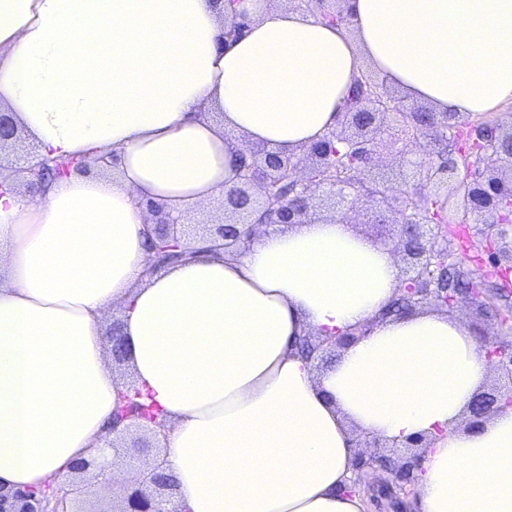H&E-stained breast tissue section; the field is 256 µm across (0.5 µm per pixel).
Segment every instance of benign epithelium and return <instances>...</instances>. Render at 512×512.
I'll list each match as a JSON object with an SVG mask.
<instances>
[{"instance_id": "7a95c632", "label": "benign epithelium", "mask_w": 512, "mask_h": 512, "mask_svg": "<svg viewBox=\"0 0 512 512\" xmlns=\"http://www.w3.org/2000/svg\"><path fill=\"white\" fill-rule=\"evenodd\" d=\"M296 8L303 11H318L325 19L345 21L344 15L325 9L327 0H294ZM377 96L362 97L343 113L346 120L328 131L322 140L298 155H280L262 147L241 151L248 155L249 166L237 169V181L224 193V220L212 225L210 234L225 241L224 247L239 245L256 235V231L267 232L290 224H304L315 209V193L322 192L327 200L339 209L337 217L350 223L348 213L354 211L364 200L376 204L380 222L392 219L396 226V248L403 250L410 265L398 288V299L405 300L402 311H412L430 304L445 311L458 302L460 294L448 293L441 287L440 274L449 266L459 263V252L453 239L448 236L447 216L438 210L421 211L414 199L424 198L433 202V197L423 195L427 188H435L434 197L441 189L451 187L456 211L462 213V223L482 224L491 229L486 234V243L494 255L492 266L501 270L512 269V220L506 218L505 207L512 201V152L503 149L504 143H512V132L487 139L473 134L468 118L448 113H428L426 126L410 123L411 110L397 104L384 90ZM432 132L431 154H436L442 145H456V158L451 163L436 164L432 160L415 163L418 183L413 192L396 193L384 183L366 181L361 173L372 164L376 155L377 136L384 133L390 143L416 144L424 130ZM18 135V128L8 112H0V146ZM340 144L345 149L343 158L352 168L349 178L338 180L327 173L336 167V154L331 148ZM107 161L104 156H82L72 159L68 167L58 176L87 173L91 168ZM46 158L31 154L23 165L17 167L16 175L22 177L28 188L44 187L43 175L47 169ZM509 173L505 180L498 173ZM287 174L297 195L298 203L275 199L276 187L282 174ZM146 207L155 218L152 251L153 263L147 272L174 260L172 253L179 252L191 257L184 246L185 234L178 220L171 217L164 207L154 202ZM475 280L465 291V298L480 307H487L486 297L480 285L484 272L474 270ZM357 336H313L306 359L320 361L336 350L351 344ZM490 364L502 372L511 388L506 392L497 389L482 391L474 398L469 415L463 419L465 429H473L498 411L512 408V345L502 341L491 342L485 336L478 337ZM124 409L112 418V433L127 432L129 428L144 429L151 425L164 426V420L140 407V392L129 386L120 392ZM166 460L157 455L150 466L140 469L129 477L123 488L119 508L113 512H179L177 489L166 475ZM357 477L352 480L350 490L366 494L378 507L384 503L403 504L413 498L417 491L416 467L398 465L388 456L378 455L370 461L356 463ZM91 493L90 483L73 482L68 488L50 485L41 490L24 489L13 493L0 492V512H71L70 503Z\"/></svg>"}]
</instances>
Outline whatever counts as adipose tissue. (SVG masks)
Listing matches in <instances>:
<instances>
[{
  "instance_id": "1",
  "label": "adipose tissue",
  "mask_w": 512,
  "mask_h": 512,
  "mask_svg": "<svg viewBox=\"0 0 512 512\" xmlns=\"http://www.w3.org/2000/svg\"><path fill=\"white\" fill-rule=\"evenodd\" d=\"M350 26L271 0H0V109L39 154L116 153L111 175L0 194V487L107 467L120 334L181 512H366L349 493L352 429L433 439L415 512H512V408L460 423L489 365L434 307L391 315L390 246L339 220L209 239L148 272L151 216L183 224L223 196L239 142L296 154L336 126L364 66L430 111L512 102V0H345ZM245 16L240 34L226 19ZM366 329L313 371L307 335ZM118 314V308L115 307L114 309H111L103 323V326L106 330L112 327V357L110 355L107 357V363L109 369L113 373V376L119 381L126 382L127 380H130V373L127 367V363L123 365H118L112 362V359L113 361L118 363L125 361L124 352L122 349L123 343L121 342V336H117V331L120 329V326L118 322H114L117 321Z\"/></svg>"
}]
</instances>
